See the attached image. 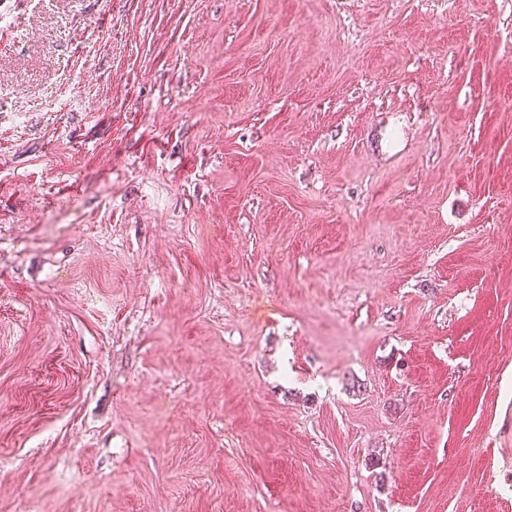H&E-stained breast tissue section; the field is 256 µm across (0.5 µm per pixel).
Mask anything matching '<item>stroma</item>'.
I'll return each mask as SVG.
<instances>
[{"label":"stroma","mask_w":512,"mask_h":512,"mask_svg":"<svg viewBox=\"0 0 512 512\" xmlns=\"http://www.w3.org/2000/svg\"><path fill=\"white\" fill-rule=\"evenodd\" d=\"M0 512H512V0H0Z\"/></svg>","instance_id":"1"}]
</instances>
